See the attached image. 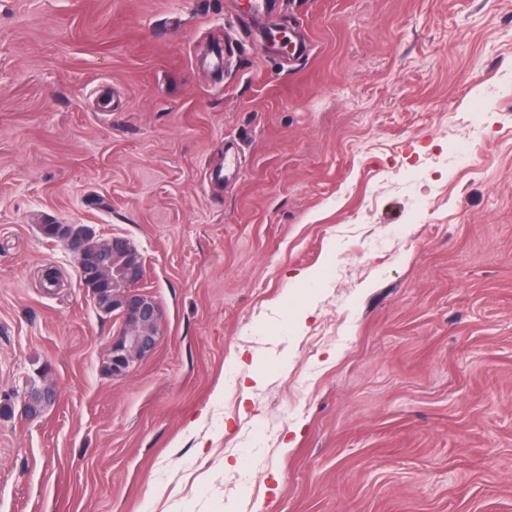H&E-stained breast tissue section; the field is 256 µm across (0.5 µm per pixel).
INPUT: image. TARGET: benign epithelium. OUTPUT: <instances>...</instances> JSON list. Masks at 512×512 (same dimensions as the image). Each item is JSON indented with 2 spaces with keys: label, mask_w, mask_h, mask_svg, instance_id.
I'll use <instances>...</instances> for the list:
<instances>
[{
  "label": "benign epithelium",
  "mask_w": 512,
  "mask_h": 512,
  "mask_svg": "<svg viewBox=\"0 0 512 512\" xmlns=\"http://www.w3.org/2000/svg\"><path fill=\"white\" fill-rule=\"evenodd\" d=\"M70 242L79 255L93 247L99 260L89 270H80L82 281L97 283L112 280L111 265L107 255H125V262L118 271L120 287L112 292V312L122 319L119 334L112 338V372L129 370L137 361L153 353L161 330V312L155 299L138 290L143 278V266L139 255L122 238H100L88 227L77 226L70 231ZM42 404L31 396L24 398L23 411L29 418L39 417L52 402L55 392L47 383L39 386Z\"/></svg>",
  "instance_id": "7a95c632"
}]
</instances>
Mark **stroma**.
Instances as JSON below:
<instances>
[{
    "instance_id": "1",
    "label": "stroma",
    "mask_w": 512,
    "mask_h": 512,
    "mask_svg": "<svg viewBox=\"0 0 512 512\" xmlns=\"http://www.w3.org/2000/svg\"><path fill=\"white\" fill-rule=\"evenodd\" d=\"M242 5L0 0V512H512V0ZM75 227V226H73ZM70 231V242L78 252L80 260L89 247L96 249L99 260L90 270L79 266L83 284L114 281L107 255H125V262L117 272L122 288L112 292V310L122 319V328L112 338V361L107 360V369L112 373L129 370L137 361L153 353L161 330V312L155 299L136 289L143 278V266L139 255L122 238H100L88 227L76 226ZM112 364V366H111ZM40 397L42 400V404L38 405L28 393L24 398L23 403V411L25 415L29 418H37L39 417L45 408L52 402L55 392L54 389L45 382V378H42V385L39 386Z\"/></svg>"
}]
</instances>
